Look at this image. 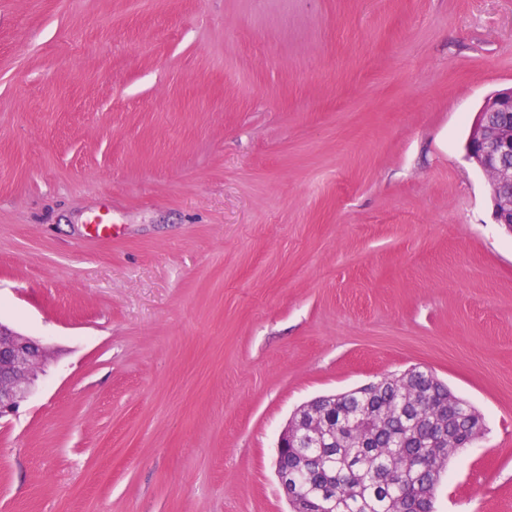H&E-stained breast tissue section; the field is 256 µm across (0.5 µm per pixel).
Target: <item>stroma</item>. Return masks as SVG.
I'll list each match as a JSON object with an SVG mask.
<instances>
[{
  "label": "stroma",
  "instance_id": "1",
  "mask_svg": "<svg viewBox=\"0 0 512 512\" xmlns=\"http://www.w3.org/2000/svg\"><path fill=\"white\" fill-rule=\"evenodd\" d=\"M512 0H0V512H290L294 411L419 367L512 512V234L466 158ZM112 236L91 238L93 211ZM45 356L37 340L0 322V418L30 393Z\"/></svg>",
  "mask_w": 512,
  "mask_h": 512
}]
</instances>
